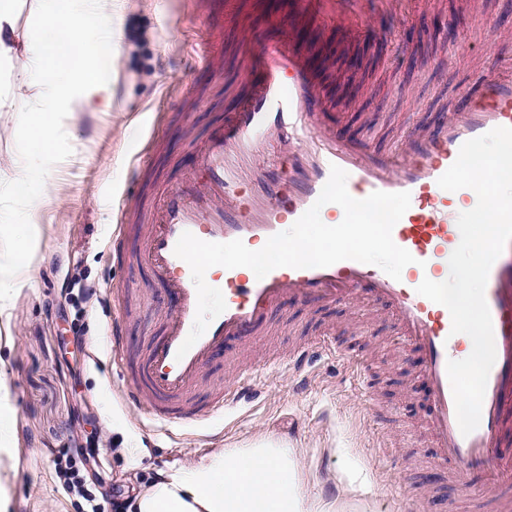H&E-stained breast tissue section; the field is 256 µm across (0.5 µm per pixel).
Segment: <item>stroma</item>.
Returning <instances> with one entry per match:
<instances>
[{
	"mask_svg": "<svg viewBox=\"0 0 512 512\" xmlns=\"http://www.w3.org/2000/svg\"><path fill=\"white\" fill-rule=\"evenodd\" d=\"M389 34L353 36L348 26L314 18L292 29L279 20L293 0H224L223 13L200 0H124L117 45L96 60L108 71L111 108L70 104L58 114L57 144L46 162L51 198L29 212L21 192L0 189V219L33 224L38 237L30 269L0 312V361L11 381L13 453L0 460L8 512H85L63 487V449H95L80 470L86 486L130 505L159 472L206 463L220 451L274 442L294 448L310 494L338 512H405L421 495L428 512H480L470 489L437 468L424 422L419 352L400 341L390 310L378 301L322 304L284 300L275 308L262 352L287 357L304 340L334 330L358 343L361 380L338 361L304 371L265 367L261 398L200 424H156L145 406L125 402L112 362V316L125 315L127 354L137 357L160 336L169 299L152 270L135 257L144 227L158 221L169 188L195 174L190 160L243 94L239 75L254 51L247 36H291L321 78L325 94L351 137L372 129V145L394 148L403 132L454 108L461 93L492 64H512V0H400ZM219 26L216 78L198 77L194 50ZM191 97L180 98L185 82ZM43 92L17 93L15 112H0V175L11 173L28 144L15 119L41 103ZM149 163L133 164L141 146ZM132 195L126 258H117L112 199ZM95 284L104 302L75 307V282ZM237 342L203 373L196 393L208 402L230 385L229 365L246 355ZM405 443V471L391 470L383 442Z\"/></svg>",
	"mask_w": 512,
	"mask_h": 512,
	"instance_id": "stroma-1",
	"label": "stroma"
}]
</instances>
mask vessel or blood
<instances>
[{
  "instance_id": "1",
  "label": "vessel or blood",
  "mask_w": 512,
  "mask_h": 512,
  "mask_svg": "<svg viewBox=\"0 0 512 512\" xmlns=\"http://www.w3.org/2000/svg\"><path fill=\"white\" fill-rule=\"evenodd\" d=\"M357 5L358 0H296V11L340 21ZM373 5L371 23L388 31L396 17L390 0H373ZM255 44L256 58L242 75L247 92L222 132L204 145L198 186L166 191L158 224L147 228L142 258L157 270L159 287L175 305L162 336L130 365L128 399L148 406L160 422L207 420L236 405L258 370L239 368L231 390L200 405L194 392L204 368L222 351L225 339L258 338L282 297L331 304L378 300L393 311L402 339L421 353L427 425L438 465L456 484L480 475L512 491V455L501 451L512 441V241L494 262L485 289L496 360L480 424L470 434L460 430L447 373L448 361L465 358L466 347L451 331L448 309L417 292L423 279L441 281L460 242L455 200L477 204L472 189L452 193L438 180L466 141L496 127L512 128V73L489 70L451 112L436 115L434 129L409 131L396 149L379 152L368 139L340 135L316 74L292 39L259 38ZM334 166L347 172V190L354 198L376 191L409 193L411 205L392 230L394 243L415 259L409 276L397 281L378 266L354 260L323 268L281 267L261 279L239 267L221 270L210 284L222 291L226 309L185 356H178L197 310L190 267L174 253L182 233L208 242L239 239L255 248L314 204ZM321 357L342 361L353 377L361 375L360 358L331 336L296 347L288 364L299 370Z\"/></svg>"
}]
</instances>
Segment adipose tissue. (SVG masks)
Here are the masks:
<instances>
[{"instance_id":"obj_1","label":"adipose tissue","mask_w":512,"mask_h":512,"mask_svg":"<svg viewBox=\"0 0 512 512\" xmlns=\"http://www.w3.org/2000/svg\"><path fill=\"white\" fill-rule=\"evenodd\" d=\"M19 0H0V75L15 88L40 86L45 100L18 114L30 149L15 168L9 184L24 190L32 207H41L50 192L44 162L53 149L56 108L82 88V104L109 107L103 96L101 71L92 66L101 42L112 39L118 0H38L49 26L40 41L20 42ZM28 63L16 68L18 52ZM252 492L240 491L242 480ZM134 512H336L335 504L308 497L302 490L297 459L289 448L260 444L215 454L207 464L165 472L141 493Z\"/></svg>"}]
</instances>
